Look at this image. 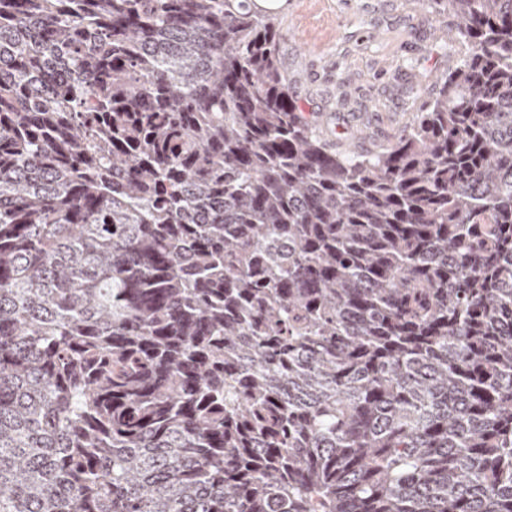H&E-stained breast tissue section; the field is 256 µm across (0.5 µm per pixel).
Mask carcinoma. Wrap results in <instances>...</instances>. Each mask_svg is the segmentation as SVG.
<instances>
[{
  "label": "carcinoma",
  "instance_id": "obj_1",
  "mask_svg": "<svg viewBox=\"0 0 512 512\" xmlns=\"http://www.w3.org/2000/svg\"><path fill=\"white\" fill-rule=\"evenodd\" d=\"M336 154L253 0H0V512H512V0Z\"/></svg>",
  "mask_w": 512,
  "mask_h": 512
}]
</instances>
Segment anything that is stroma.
Returning a JSON list of instances; mask_svg holds the SVG:
<instances>
[{"mask_svg": "<svg viewBox=\"0 0 512 512\" xmlns=\"http://www.w3.org/2000/svg\"><path fill=\"white\" fill-rule=\"evenodd\" d=\"M279 65L336 153H371L413 124L465 48L427 0H277Z\"/></svg>", "mask_w": 512, "mask_h": 512, "instance_id": "35a3bbf8", "label": "stroma"}]
</instances>
